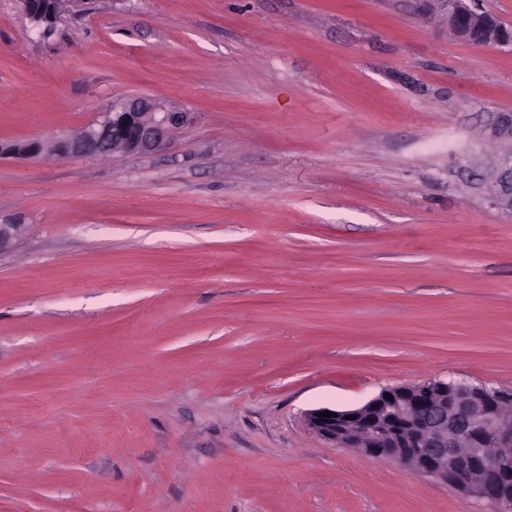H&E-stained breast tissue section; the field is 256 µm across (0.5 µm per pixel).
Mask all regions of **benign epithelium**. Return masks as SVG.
<instances>
[{
	"mask_svg": "<svg viewBox=\"0 0 512 512\" xmlns=\"http://www.w3.org/2000/svg\"><path fill=\"white\" fill-rule=\"evenodd\" d=\"M448 27L456 36L483 47L512 44V29L481 10L478 0H443ZM23 13L44 35L67 7L79 0H19ZM188 114L139 96L120 100L85 126L52 141H0V157L104 156L120 152L143 156L162 150ZM493 136L512 142V113L500 115ZM495 198L512 212V150L497 162ZM22 225L0 224V251L20 235ZM391 399L384 398V395ZM512 389L437 378L415 386L385 388L364 405L313 409L308 427L341 448L368 459L388 458L420 476L447 480L471 498L512 509ZM333 413L325 419L324 411Z\"/></svg>",
	"mask_w": 512,
	"mask_h": 512,
	"instance_id": "1",
	"label": "benign epithelium"
}]
</instances>
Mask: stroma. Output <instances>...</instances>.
I'll return each mask as SVG.
<instances>
[{"label": "stroma", "instance_id": "stroma-1", "mask_svg": "<svg viewBox=\"0 0 512 512\" xmlns=\"http://www.w3.org/2000/svg\"><path fill=\"white\" fill-rule=\"evenodd\" d=\"M138 157H0V512H498L325 441L388 386L512 387V46L439 0H0V140L113 100ZM83 2L69 1V0H19L20 7L23 13L27 16L30 22L39 30V33L44 36L47 32H51V24L67 7H78ZM479 0H443L448 26L456 36L483 47L512 44V29L481 10ZM495 187L497 203L512 212V149L501 156L497 162Z\"/></svg>", "mask_w": 512, "mask_h": 512}]
</instances>
